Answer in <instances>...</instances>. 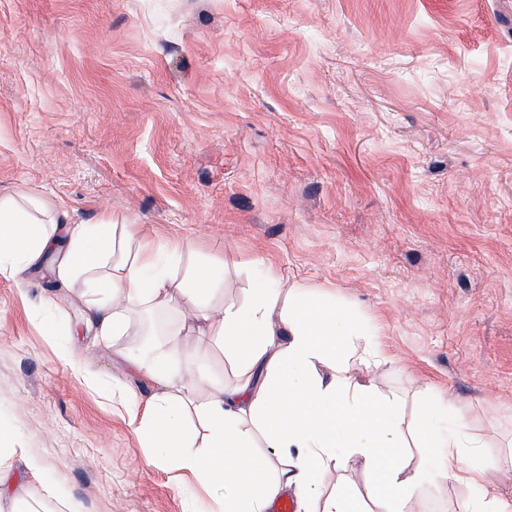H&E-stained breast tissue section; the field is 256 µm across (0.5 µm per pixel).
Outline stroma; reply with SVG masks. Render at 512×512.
Listing matches in <instances>:
<instances>
[{
	"label": "stroma",
	"mask_w": 512,
	"mask_h": 512,
	"mask_svg": "<svg viewBox=\"0 0 512 512\" xmlns=\"http://www.w3.org/2000/svg\"><path fill=\"white\" fill-rule=\"evenodd\" d=\"M5 195L189 242L228 303L269 264L325 295L342 368L407 422L463 418L512 497V0H0ZM115 387L149 394L79 290L0 276V448L41 462L43 507L216 512Z\"/></svg>",
	"instance_id": "35a3bbf8"
}]
</instances>
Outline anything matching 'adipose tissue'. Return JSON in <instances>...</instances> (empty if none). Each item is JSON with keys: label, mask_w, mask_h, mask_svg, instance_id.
Instances as JSON below:
<instances>
[{"label": "adipose tissue", "mask_w": 512, "mask_h": 512, "mask_svg": "<svg viewBox=\"0 0 512 512\" xmlns=\"http://www.w3.org/2000/svg\"><path fill=\"white\" fill-rule=\"evenodd\" d=\"M40 209L45 218L38 221L12 197H0L1 275L19 278L44 265L60 287L82 283L85 328L107 347L129 335L132 309L189 315L196 369H177V348L125 351L152 389L145 398L122 392L119 402L141 410L143 436L178 468L202 486L223 487L219 512H268L286 494L295 512H423L420 487L447 480L475 490L463 512H512L464 421L442 426L427 414L408 433L398 406L372 378L337 375L348 324L306 286L282 288L278 268H267L268 287L255 289L246 305H218L224 281L208 263L180 276L172 271L190 246L161 248L109 218L90 224L48 201ZM219 355L237 367L234 381L212 372ZM191 411L205 425L201 452L188 449ZM412 443L422 456L408 454ZM16 454L0 448V510L35 495L31 482L15 478ZM349 470L360 481L328 484L331 472Z\"/></svg>", "instance_id": "1"}]
</instances>
